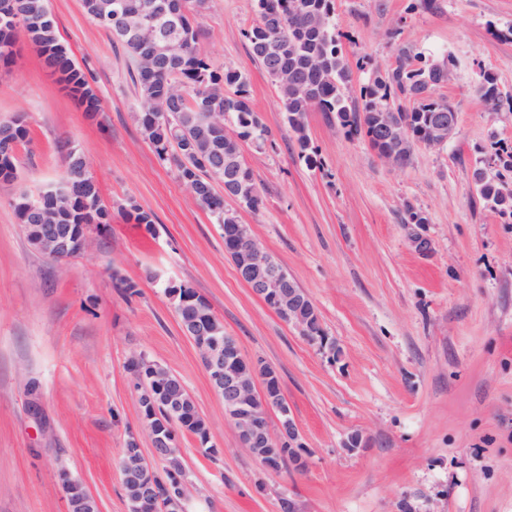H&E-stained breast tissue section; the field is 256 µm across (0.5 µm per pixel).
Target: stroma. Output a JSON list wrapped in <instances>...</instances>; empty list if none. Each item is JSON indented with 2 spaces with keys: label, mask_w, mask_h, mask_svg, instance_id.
<instances>
[{
  "label": "stroma",
  "mask_w": 512,
  "mask_h": 512,
  "mask_svg": "<svg viewBox=\"0 0 512 512\" xmlns=\"http://www.w3.org/2000/svg\"><path fill=\"white\" fill-rule=\"evenodd\" d=\"M336 0L349 62L389 66L398 48L447 58L439 88L455 137L385 163L335 118L306 115L301 157L277 88L245 28L256 0H207L199 51L247 80L271 136L240 143L262 203L224 202L315 304L311 343L239 279L224 231L160 161L136 118L131 62L82 0H48L60 40L93 79L88 117L26 40L0 66V122L23 117L17 179L0 183V512H67L59 474L80 478L101 512H127L119 464L131 436L151 442L129 368L144 355L182 379L218 455L179 437L187 512H512V214L485 202L476 168L512 152V112L477 88L491 72L512 93V0ZM88 158L111 221L81 256L54 261L28 242L11 205L61 178L66 147ZM136 203L153 226L128 221ZM422 214L405 223L407 211ZM425 238L419 249L416 238ZM194 288L242 354L275 369L307 461L269 472L242 446L184 334L163 281Z\"/></svg>",
  "instance_id": "stroma-1"
}]
</instances>
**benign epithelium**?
Instances as JSON below:
<instances>
[{
    "instance_id": "obj_1",
    "label": "benign epithelium",
    "mask_w": 512,
    "mask_h": 512,
    "mask_svg": "<svg viewBox=\"0 0 512 512\" xmlns=\"http://www.w3.org/2000/svg\"><path fill=\"white\" fill-rule=\"evenodd\" d=\"M182 15L176 6L155 11V6L143 7L142 14L130 16L124 34L138 38L151 34L149 51L159 63L172 59L170 52L180 41ZM459 116L456 112H438L424 144L443 146L456 134ZM377 141L388 142L392 148L380 153L388 164L400 168L402 157L409 150L411 139L407 129L385 118L375 126ZM224 194L221 198H239L243 180L232 159L224 161ZM34 248L55 259L61 255L79 256L90 248L92 239L85 230L69 224L34 225ZM232 258L239 279L264 303L272 304L276 312L292 324L301 336L310 337L313 319L318 312L305 291L276 265L270 254L247 230L238 224L232 228ZM169 296L179 300L182 312L179 322L192 328L190 338L201 344L200 361L214 391L224 402V412L238 432L243 445L253 448H302L296 425L290 417L284 396L275 395L278 376L270 366L245 358L231 336L213 335L212 319L200 312L193 289L174 286ZM149 386L141 405V415L151 438L155 458L164 461L171 483L160 485L157 472L146 462L136 437H131L120 466L122 480L131 488L127 497L128 512H184L185 473L178 456L171 455L177 447L179 432L186 431V414L195 399L180 379L154 372L148 376ZM278 411L277 430H272L269 416ZM67 500V512H100L97 499L83 483L68 473L61 474Z\"/></svg>"
}]
</instances>
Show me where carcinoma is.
I'll return each mask as SVG.
<instances>
[{
  "label": "carcinoma",
  "mask_w": 512,
  "mask_h": 512,
  "mask_svg": "<svg viewBox=\"0 0 512 512\" xmlns=\"http://www.w3.org/2000/svg\"><path fill=\"white\" fill-rule=\"evenodd\" d=\"M190 17L186 19L182 43L175 52L173 64L150 74L147 41L134 42L118 32V26L104 25L113 37L122 42L134 62L139 87L140 126L155 147L160 160H172L178 177H194L201 185L207 178L220 177L224 171L214 168L210 151L218 144L224 153L241 158L240 140L262 139L267 133L253 109L246 78L241 72L227 69L220 73L212 69L197 47L199 26L197 17L205 0H183ZM17 9L30 15L34 23L24 30L28 41L38 46L45 65L58 75L70 94L87 112L102 111L101 100L93 90L85 72L61 43L58 27L49 16L48 0H0V10ZM259 19L244 30L253 57L268 68L265 50L277 49L281 76L273 77L286 115L288 127L295 134L300 155L306 161L309 142L305 134V117L311 109L336 115L339 125L351 136L370 137L376 118L384 114L408 127L413 139L426 138L433 114L448 109V101L436 95L437 89L448 84L442 70L448 61H436L408 48L398 51L394 63L385 70L370 67L362 57L356 67L368 73L360 90L362 105L348 103L345 89L352 80V68L344 56L339 34L336 33L335 0H257ZM320 14L327 21L325 35L317 36L303 18ZM18 30L0 23V64L8 65L16 54ZM481 97L493 110L503 107L512 111V94L498 88L491 73L484 74L478 88ZM229 116L234 129L224 130L217 123ZM28 128L14 120L0 122V175L4 181L17 178V150L27 142ZM194 142L197 152L182 153L184 145ZM88 165L80 150H67L64 175L55 186V194H40L32 198L25 193L16 199L15 210L28 241H33L31 216L25 206L34 205L46 212L54 224H107L110 213L104 206L99 190L79 185L82 169ZM481 197L501 212H512V185L497 173L478 184ZM197 201L224 225L237 223L236 217L214 209L206 195Z\"/></svg>",
  "instance_id": "carcinoma-1"
}]
</instances>
